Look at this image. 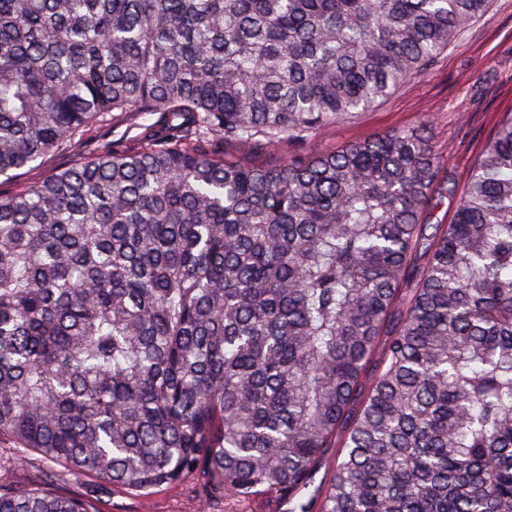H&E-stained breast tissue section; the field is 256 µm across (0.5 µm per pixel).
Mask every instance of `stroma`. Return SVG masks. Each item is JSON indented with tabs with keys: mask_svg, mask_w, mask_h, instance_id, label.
Wrapping results in <instances>:
<instances>
[{
	"mask_svg": "<svg viewBox=\"0 0 512 512\" xmlns=\"http://www.w3.org/2000/svg\"><path fill=\"white\" fill-rule=\"evenodd\" d=\"M512 110V0H490L419 76L363 112L325 125L301 139L276 143L225 142V157L251 165H274L292 157L314 156L402 129L425 127L444 159L436 182L462 185L496 125ZM59 465L31 452L17 457L10 438H0V486L48 487L60 494L83 492L62 480ZM195 480L164 486L148 494L108 488L105 512H267L262 499H222L202 510Z\"/></svg>",
	"mask_w": 512,
	"mask_h": 512,
	"instance_id": "1",
	"label": "stroma"
}]
</instances>
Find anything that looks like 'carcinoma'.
Wrapping results in <instances>:
<instances>
[{"instance_id": "1", "label": "carcinoma", "mask_w": 512, "mask_h": 512, "mask_svg": "<svg viewBox=\"0 0 512 512\" xmlns=\"http://www.w3.org/2000/svg\"><path fill=\"white\" fill-rule=\"evenodd\" d=\"M488 3L0 0V178L88 148L0 195V436L135 493L512 512V112L429 235L422 129L212 148L371 107ZM100 503L0 486V512ZM77 160L74 153H60L49 158L45 163L33 168H26L20 171L19 181L28 183L38 181L48 175L51 171L64 169Z\"/></svg>"}]
</instances>
